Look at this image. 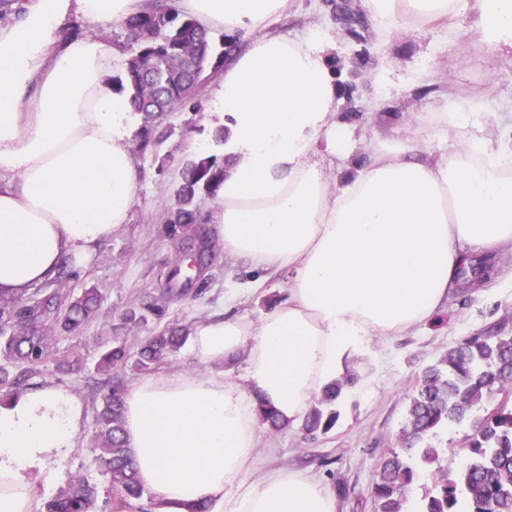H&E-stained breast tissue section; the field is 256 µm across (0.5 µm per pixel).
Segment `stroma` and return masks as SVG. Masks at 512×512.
Wrapping results in <instances>:
<instances>
[{
    "label": "stroma",
    "instance_id": "1",
    "mask_svg": "<svg viewBox=\"0 0 512 512\" xmlns=\"http://www.w3.org/2000/svg\"><path fill=\"white\" fill-rule=\"evenodd\" d=\"M362 17L352 36L337 24L334 0H289L283 15L239 37L237 45L284 35L314 37L327 47L341 89L336 118L353 133L351 165L367 161L370 142L388 141L409 127L416 130L420 149L442 141L456 144L457 131L430 123L434 112H481L493 129L512 124V48L488 50L471 16L399 32L386 31L370 12ZM222 124L219 116L182 107L159 118V135L150 146L130 144L139 181L130 219L66 286L74 294L100 289L102 308L82 337L59 342L28 381L33 388H68L83 405L76 448L55 477L37 482L38 502L72 475L87 471L97 428L87 382L96 375L105 345L123 342L132 349L137 339L167 326L190 329L220 314L256 322L284 298L287 274L267 277L244 259L221 252L195 279L191 293H167L168 275L181 262L184 235L182 227L166 221L176 182L197 146L210 143ZM146 298L162 299V315L139 324L126 321V311ZM496 329L512 335V251L499 253L479 287L460 289L432 321L391 339L372 338L346 368L351 382L330 431L310 435L298 425L277 431L261 427L255 475L274 467L302 469L324 481L337 512H375L371 490L384 459L402 448L417 377L456 342ZM68 353L79 356L80 371L58 369V357Z\"/></svg>",
    "mask_w": 512,
    "mask_h": 512
}]
</instances>
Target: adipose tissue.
Returning <instances> with one entry per match:
<instances>
[{
  "instance_id": "adipose-tissue-1",
  "label": "adipose tissue",
  "mask_w": 512,
  "mask_h": 512,
  "mask_svg": "<svg viewBox=\"0 0 512 512\" xmlns=\"http://www.w3.org/2000/svg\"><path fill=\"white\" fill-rule=\"evenodd\" d=\"M148 0H22L0 29V290L88 265L129 215L138 179L129 144L137 114L108 77L124 55L65 38L70 15L121 22ZM389 28L470 13L492 49L512 42V0H363ZM201 26L248 32L288 0H175ZM339 88L324 47L286 37L251 42L221 77L210 112L226 116L228 160L216 199L226 253L274 275L285 298L259 323L215 316L195 325L204 364L246 353L243 383L223 373L154 374L124 397V439L155 512L206 501L222 512H336L300 469L253 477L259 409L303 422L373 337L427 323L476 251L512 246V145L474 112H444L459 144L439 154L411 136L374 142L343 166L352 133L336 124ZM82 404L43 386L0 405V512H35L34 477L75 446Z\"/></svg>"
}]
</instances>
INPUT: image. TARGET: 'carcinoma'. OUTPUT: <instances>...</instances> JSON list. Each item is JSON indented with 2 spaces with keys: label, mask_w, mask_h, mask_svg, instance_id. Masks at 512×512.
I'll use <instances>...</instances> for the list:
<instances>
[{
  "label": "carcinoma",
  "mask_w": 512,
  "mask_h": 512,
  "mask_svg": "<svg viewBox=\"0 0 512 512\" xmlns=\"http://www.w3.org/2000/svg\"><path fill=\"white\" fill-rule=\"evenodd\" d=\"M131 48L122 76L112 80L118 91L129 93L135 112L142 114L141 147L152 142L156 117L188 104L199 105L207 81L222 73L224 61L238 36L216 39L193 18L180 14L171 0H149L147 8L123 22ZM224 180V164L205 152L181 169L177 205L170 224L199 223V201L214 196ZM199 250L198 263L212 262L202 234L185 243ZM72 268L62 264L58 275L30 295L0 292V403L28 390L27 379L47 360L66 335L79 333L96 315L103 295L85 288L78 297L59 285L72 279ZM161 311L157 301L137 304L128 320H145ZM188 338L183 327H169L138 343L135 353L113 345L101 354L97 374L88 384L98 404V431L92 448V466L109 477L115 498L124 504L143 497L137 468L123 439L124 382L116 367L148 371L181 348ZM512 385V336L501 331L472 336L448 349L419 377L409 398L402 431L406 457L394 453L382 464L372 488L375 512H407L413 489L422 474L431 476L417 512H512V406L494 404ZM342 395L336 384L303 422L312 434L336 423L334 409ZM467 424L465 461L443 467L440 453L428 440L443 429ZM111 501L99 496L87 475L77 474L45 501L43 512H110Z\"/></svg>",
  "instance_id": "carcinoma-1"
}]
</instances>
